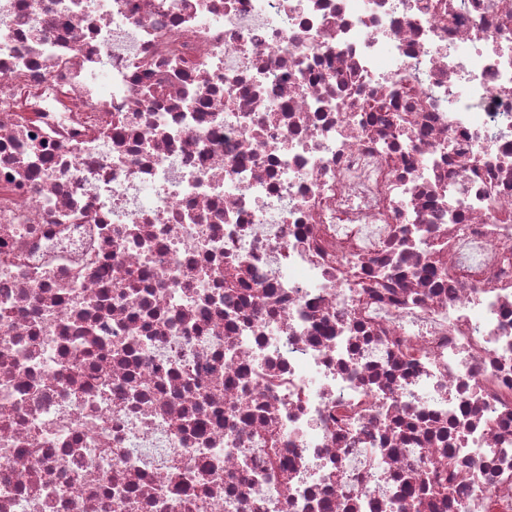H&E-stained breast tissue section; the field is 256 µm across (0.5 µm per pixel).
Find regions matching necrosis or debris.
Masks as SVG:
<instances>
[{"label":"necrosis or debris","instance_id":"necrosis-or-debris-1","mask_svg":"<svg viewBox=\"0 0 512 512\" xmlns=\"http://www.w3.org/2000/svg\"><path fill=\"white\" fill-rule=\"evenodd\" d=\"M0 512H512V0H0Z\"/></svg>","mask_w":512,"mask_h":512}]
</instances>
